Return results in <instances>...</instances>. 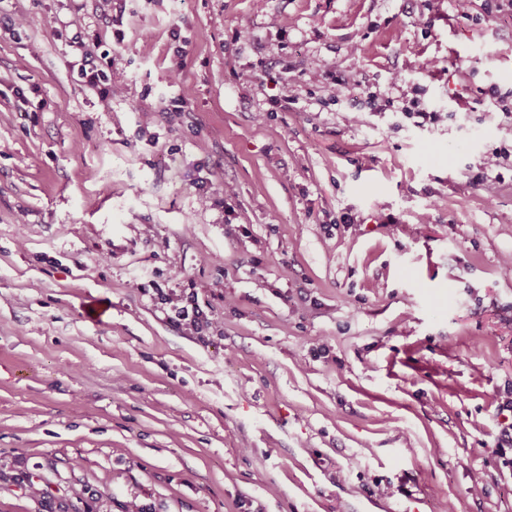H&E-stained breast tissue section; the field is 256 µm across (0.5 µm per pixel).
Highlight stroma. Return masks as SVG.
Instances as JSON below:
<instances>
[{
  "label": "stroma",
  "mask_w": 512,
  "mask_h": 512,
  "mask_svg": "<svg viewBox=\"0 0 512 512\" xmlns=\"http://www.w3.org/2000/svg\"><path fill=\"white\" fill-rule=\"evenodd\" d=\"M510 259L494 0H0V512H512ZM94 60L90 58L89 54H82L80 63H78V75L80 89L84 88H97L102 82H109V91L112 92V81H118L121 77L120 74L114 73L109 77L102 70L98 69L94 64ZM169 318L175 319L177 322L184 321L193 329L200 332L208 326L206 317L198 305L197 299L194 300L192 296L186 298V305L175 307L174 317Z\"/></svg>",
  "instance_id": "obj_1"
}]
</instances>
